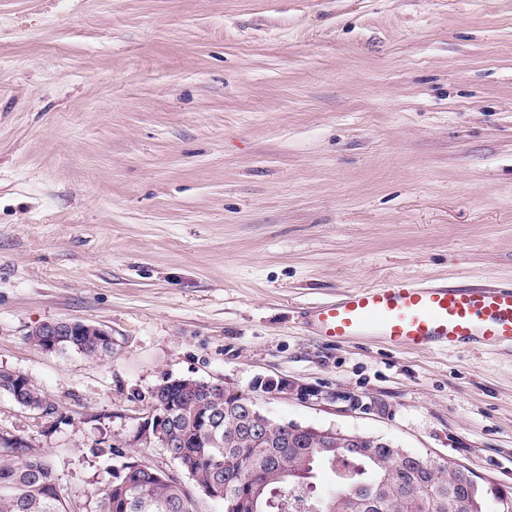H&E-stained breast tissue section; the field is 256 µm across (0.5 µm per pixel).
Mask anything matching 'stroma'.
I'll use <instances>...</instances> for the list:
<instances>
[{
    "label": "stroma",
    "mask_w": 512,
    "mask_h": 512,
    "mask_svg": "<svg viewBox=\"0 0 512 512\" xmlns=\"http://www.w3.org/2000/svg\"><path fill=\"white\" fill-rule=\"evenodd\" d=\"M395 276L512 282V0H0V371L54 406L2 394L0 433L74 512L126 462L184 480L137 439L169 377L512 489L511 353L302 328ZM32 339L37 345L42 343L36 336H40L43 342V348L49 351L57 348L58 340L55 336H65L68 340L80 339L78 344H73L62 340L59 343L57 351L63 352L69 349H77L80 353L88 357H97L102 354L112 353V343L110 334L102 328L92 326L81 321H46L38 325L32 332ZM99 341L108 344L101 345ZM12 372L0 373V393L7 394L15 402L26 406L32 407L35 410L45 411L49 413V409L54 410L53 405L46 400L40 388L33 381L18 382L11 380ZM14 378L18 376H25L20 373H12ZM255 386L258 389H261L262 392L275 398L288 397V394L294 391H297V393H302V395L307 399H309L310 397L323 399V396H325L318 391H303V389L300 388V386L297 383L290 381L286 378H259L258 380H256Z\"/></svg>",
    "instance_id": "35a3bbf8"
}]
</instances>
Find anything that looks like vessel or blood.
Returning a JSON list of instances; mask_svg holds the SVG:
<instances>
[{
	"label": "vessel or blood",
	"mask_w": 512,
	"mask_h": 512,
	"mask_svg": "<svg viewBox=\"0 0 512 512\" xmlns=\"http://www.w3.org/2000/svg\"><path fill=\"white\" fill-rule=\"evenodd\" d=\"M317 336L395 349L512 351V283L458 285L395 278L343 291L303 317Z\"/></svg>",
	"instance_id": "1"
}]
</instances>
